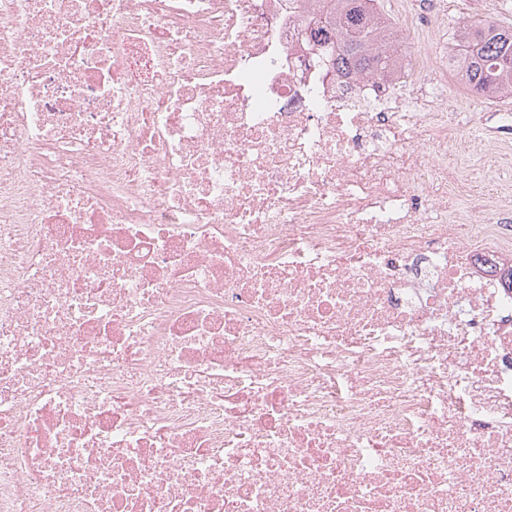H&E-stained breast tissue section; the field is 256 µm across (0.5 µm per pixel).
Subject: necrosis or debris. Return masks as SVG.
Segmentation results:
<instances>
[{
	"label": "necrosis or debris",
	"mask_w": 512,
	"mask_h": 512,
	"mask_svg": "<svg viewBox=\"0 0 512 512\" xmlns=\"http://www.w3.org/2000/svg\"><path fill=\"white\" fill-rule=\"evenodd\" d=\"M312 13L0 0V512H512V203Z\"/></svg>",
	"instance_id": "obj_1"
}]
</instances>
